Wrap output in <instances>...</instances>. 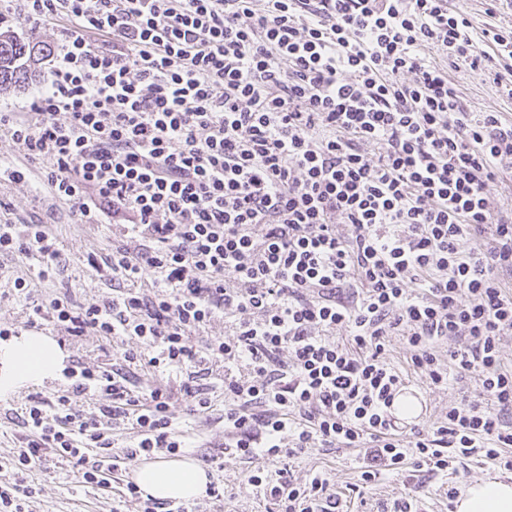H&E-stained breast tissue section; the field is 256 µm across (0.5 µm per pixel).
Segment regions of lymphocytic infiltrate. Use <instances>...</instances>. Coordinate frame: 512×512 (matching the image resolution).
I'll return each mask as SVG.
<instances>
[{
  "label": "lymphocytic infiltrate",
  "mask_w": 512,
  "mask_h": 512,
  "mask_svg": "<svg viewBox=\"0 0 512 512\" xmlns=\"http://www.w3.org/2000/svg\"><path fill=\"white\" fill-rule=\"evenodd\" d=\"M17 19L64 21L51 77L0 130L81 224H108L89 256L113 287L31 306L73 336H127L126 370L82 373L109 402L33 395L0 512H24V474L51 450L82 482L111 485L117 461L178 455L176 393L208 414L224 396V448L271 512H342L325 473L294 483L308 448H359L371 484L406 465L447 474L475 454L512 468V216L485 192L512 166V125L470 112L447 60L489 70L512 98V31L474 25L445 0H11ZM436 45L444 60L427 59ZM26 252L32 280L66 259L47 225L0 202V255ZM231 320L230 339L207 337ZM348 341L330 339L336 328ZM403 337L433 385L479 376L483 398L405 435L391 406L406 377L387 362ZM458 345L442 355L440 342ZM182 370L179 388L132 389L128 368ZM130 420L133 448L114 454Z\"/></svg>",
  "instance_id": "f902f5d3"
}]
</instances>
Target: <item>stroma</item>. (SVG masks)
Returning <instances> with one entry per match:
<instances>
[{
    "label": "stroma",
    "instance_id": "obj_1",
    "mask_svg": "<svg viewBox=\"0 0 512 512\" xmlns=\"http://www.w3.org/2000/svg\"><path fill=\"white\" fill-rule=\"evenodd\" d=\"M449 9L465 12L477 30V51H491L492 46L482 36L486 26L512 30V5L500 0H447ZM448 74L460 88L471 111L497 112L506 122H512V99L503 95L491 74L470 69L465 62L449 65ZM0 201L6 203L17 223L26 224L37 218L49 225L63 249L66 266L57 282H34L32 299L43 301L54 296L59 288H67L71 297L85 303L103 295L111 284L87 263L89 255L105 254L112 247V228L106 224L75 223L67 206L53 203L49 195L32 181L12 182L0 186ZM31 261L26 254L0 255V330L17 337L29 332L47 336L56 342L64 354V374L82 371L99 372L121 367L126 349L121 341L106 342L94 334L80 337L68 335L60 326L44 324L33 328L28 324L27 302L14 290L16 277L29 273ZM409 388L416 396L419 426H431L444 417L450 407L460 405L480 395L479 378L468 379L447 387L432 385L421 373L409 375ZM61 394L57 385L26 384L14 392L0 395V479L12 476L7 463L16 456L24 431L16 418L31 395ZM224 442V400L216 398L207 423L193 436L184 456L199 460L212 455L215 446ZM357 450L318 448L291 460V473L296 482L308 481L312 472H324L333 489L340 495L346 512H394L398 503L416 500L422 512H455L454 501L448 498L449 487L463 488L469 482L493 477H507V470L492 461L472 456L456 462V474L442 476L404 468L394 475L383 476L376 484L363 487ZM251 463L227 460L224 467L206 464L211 481L222 484L224 497L212 504V512H266L267 502L260 490L247 481ZM133 471L118 468L112 475L109 490H91L83 486L71 463L53 453H44L40 462L26 474L36 492L26 501L27 512H141L139 500L119 497L118 491L132 480Z\"/></svg>",
    "mask_w": 512,
    "mask_h": 512
}]
</instances>
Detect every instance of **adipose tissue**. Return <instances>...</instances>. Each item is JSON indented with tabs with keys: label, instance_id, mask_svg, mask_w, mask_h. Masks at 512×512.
I'll use <instances>...</instances> for the list:
<instances>
[{
	"label": "adipose tissue",
	"instance_id": "obj_1",
	"mask_svg": "<svg viewBox=\"0 0 512 512\" xmlns=\"http://www.w3.org/2000/svg\"><path fill=\"white\" fill-rule=\"evenodd\" d=\"M61 365L58 345L45 336H20L0 345V393L53 376ZM134 479L145 496L158 501L204 497L209 477L194 459L141 463ZM456 512H512V482L491 479L472 483L456 501Z\"/></svg>",
	"mask_w": 512,
	"mask_h": 512
}]
</instances>
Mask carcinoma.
Returning a JSON list of instances; mask_svg holds the SVG:
<instances>
[{
    "mask_svg": "<svg viewBox=\"0 0 512 512\" xmlns=\"http://www.w3.org/2000/svg\"><path fill=\"white\" fill-rule=\"evenodd\" d=\"M51 55V47L24 41L12 31L0 32V89H21L36 80L38 65Z\"/></svg>",
    "mask_w": 512,
    "mask_h": 512,
    "instance_id": "carcinoma-1",
    "label": "carcinoma"
}]
</instances>
